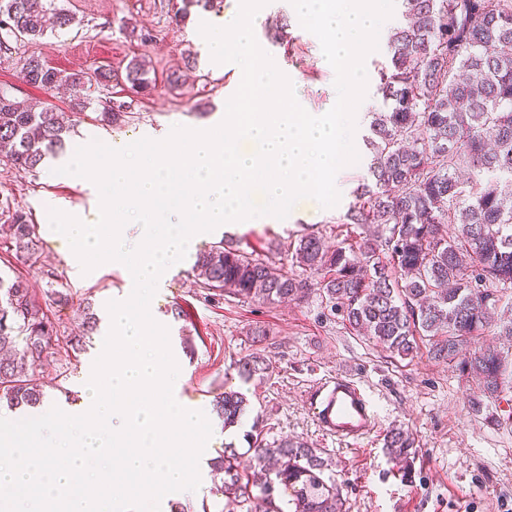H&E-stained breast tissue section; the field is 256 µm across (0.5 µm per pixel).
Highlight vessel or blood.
Instances as JSON below:
<instances>
[{
    "instance_id": "b4317fda",
    "label": "vessel or blood",
    "mask_w": 512,
    "mask_h": 512,
    "mask_svg": "<svg viewBox=\"0 0 512 512\" xmlns=\"http://www.w3.org/2000/svg\"><path fill=\"white\" fill-rule=\"evenodd\" d=\"M312 405L321 428L338 438L360 441L375 426L376 412L371 399L346 375H337L319 386Z\"/></svg>"
}]
</instances>
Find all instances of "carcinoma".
Masks as SVG:
<instances>
[{
    "label": "carcinoma",
    "mask_w": 512,
    "mask_h": 512,
    "mask_svg": "<svg viewBox=\"0 0 512 512\" xmlns=\"http://www.w3.org/2000/svg\"><path fill=\"white\" fill-rule=\"evenodd\" d=\"M403 21L386 38L388 66L380 72L384 108L372 113L366 147L368 175L346 214L349 224L375 225L374 237L329 243L320 232L300 235L292 262L310 272L321 303L354 332L405 358L427 348L446 364L460 360L477 336L512 337V0H402ZM75 17L57 0H0V44L66 29ZM22 79L52 91H73L71 111L90 102L84 86L112 79V69L64 72L41 57L23 60ZM124 83L135 93L157 90L143 61L131 59ZM99 121L124 122L122 105L105 104ZM69 126L53 108L20 100L0 88V148L17 170L32 171L66 149ZM453 232H448V225ZM16 256L35 254V231L16 211L0 228ZM203 288L244 301L299 300L308 285L275 264L222 245L195 255ZM83 332L64 347L79 352L99 319L83 306ZM58 331L24 280L0 276V401L35 408L45 397L41 369ZM482 383L483 396L512 392V360L495 347L461 360ZM272 363L252 355L238 367L248 380ZM249 406L233 389L214 396L224 427ZM414 441L388 431L386 454L408 468ZM245 465L228 446L209 467L223 475L225 502L214 512H343L342 492L325 477L331 467L302 439L252 440Z\"/></svg>",
    "instance_id": "1"
}]
</instances>
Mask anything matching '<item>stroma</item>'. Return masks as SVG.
I'll use <instances>...</instances> for the list:
<instances>
[{"label":"stroma","instance_id":"obj_1","mask_svg":"<svg viewBox=\"0 0 512 512\" xmlns=\"http://www.w3.org/2000/svg\"><path fill=\"white\" fill-rule=\"evenodd\" d=\"M77 20L76 25L37 40H12L0 48V87L21 100L34 99L63 111L72 134L63 154L47 158L35 172L10 166L0 157V225L13 211L26 213L35 226L36 262L19 261L0 238V275L22 277L63 336L81 333L78 304L89 298L100 318L87 351L53 355L45 368V405L68 409L67 392L82 393L84 380L99 356L110 329L106 304L126 290L122 268L104 263L86 276L55 240L49 212L86 211L97 206V194L83 179L62 174L77 147L96 137L124 140L145 130L161 134L173 126L189 128L221 123L224 108L241 77L232 64H217L206 53L199 34L201 23H214L215 12L192 8L189 17L175 23L181 0H58ZM266 20L255 37L277 68L296 86L301 106L309 112L328 111L336 102L335 73L321 64L318 39L303 29L289 9V0H269ZM38 55L49 65L68 71L111 67L110 82L86 87L89 107L69 109L67 90L44 92L26 84L20 74L25 57ZM145 60L157 80L171 72L183 74L178 87L161 88L150 95L131 93L122 73L132 58ZM123 105L124 123L107 127L98 120L103 103ZM368 176L366 159L347 166L339 175L344 194L337 207L322 208L305 197L293 214L268 224H227L200 236L195 250L215 243L240 249L256 258L276 261L297 278L305 271L292 264L286 248L297 234L319 231L340 242L351 228L345 223L355 190ZM190 255L166 279L154 296L150 312L167 327L173 355L180 359L184 388L199 386V404L210 409L215 394L231 387L243 390L250 406L243 423L217 435L206 462L200 463L201 494L187 498L192 512L215 498L207 465L223 453L226 444L239 452L248 449V437L264 431L267 438L301 437L324 449L333 461L332 474L342 486L346 512H512V426L495 425L503 407L482 401L476 378L459 365L431 359L427 353L408 359L392 358L381 347L345 329L341 320L322 314L317 296L291 303L247 302L234 295L208 298L196 286ZM72 302H58V294ZM180 308L174 318L172 308ZM266 355L273 369L263 379L242 382L238 363L253 353ZM68 376L62 385L53 377L58 367ZM347 371L370 395L379 424L367 440L354 444L336 441L317 426L310 401L315 387L336 372ZM481 401L473 411L472 401ZM407 430L416 454L410 479L396 473L383 449L391 427Z\"/></svg>","mask_w":512,"mask_h":512}]
</instances>
